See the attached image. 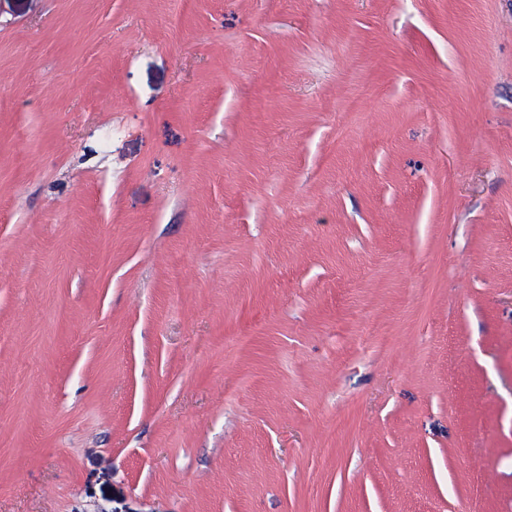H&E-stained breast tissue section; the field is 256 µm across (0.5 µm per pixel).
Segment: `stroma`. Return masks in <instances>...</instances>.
<instances>
[{
	"instance_id": "35a3bbf8",
	"label": "stroma",
	"mask_w": 512,
	"mask_h": 512,
	"mask_svg": "<svg viewBox=\"0 0 512 512\" xmlns=\"http://www.w3.org/2000/svg\"><path fill=\"white\" fill-rule=\"evenodd\" d=\"M0 512H512V0H0Z\"/></svg>"
}]
</instances>
